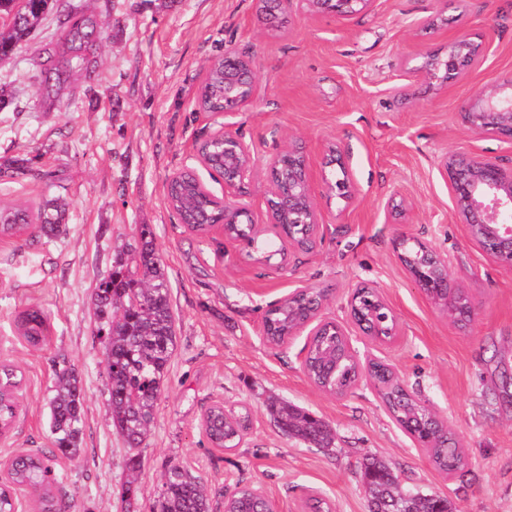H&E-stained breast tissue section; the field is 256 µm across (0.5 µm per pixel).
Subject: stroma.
Here are the masks:
<instances>
[{
  "instance_id": "1",
  "label": "stroma",
  "mask_w": 512,
  "mask_h": 512,
  "mask_svg": "<svg viewBox=\"0 0 512 512\" xmlns=\"http://www.w3.org/2000/svg\"><path fill=\"white\" fill-rule=\"evenodd\" d=\"M64 2L101 27L95 78L75 73L51 100L34 82L35 59L60 35L54 11L24 49L0 61V90L11 99L0 110V162L23 157L30 168L0 177V200L61 197L66 227L53 239L0 238V362L23 377L16 426L0 438V478L14 454H50L49 401L57 372L68 367L85 403L79 454L53 463L64 512H158L172 464L199 478L210 512H224L225 495L242 486L280 512H302L316 491L332 512H368L361 467L369 458L389 466L402 488L447 498L454 512H512V269L472 244L440 169L453 152L512 165V143L461 119L476 91L512 76V0H372L346 19L296 2L278 29L261 18L258 0ZM463 34L484 41L479 64L441 87L410 75L421 54ZM229 48L252 61L256 87L250 105L220 124L195 103L209 61ZM220 125L251 148L253 175L229 197L256 222L265 220L274 156L287 147L306 155L325 226L314 252L265 263L222 231L200 235L179 224L167 184L191 165L195 141ZM333 146L358 189L348 204L324 185L336 177L323 166ZM37 170L54 172V184L35 179ZM144 225L168 279L176 346L149 435L133 450L108 414L94 292ZM403 236L447 258L451 287L474 306L470 317H450L416 286L399 259ZM361 284L393 306L398 336L385 343L349 327L355 355L393 367L447 419L466 454L462 473L437 472L369 382L341 397L318 389L302 365L307 331L279 347L262 338L269 302L315 288L326 295L321 318L342 321ZM30 306L49 324L36 348L15 328ZM272 399L325 421L331 446L282 433L267 410ZM218 402L251 414L237 448L212 447L202 430L204 412Z\"/></svg>"
}]
</instances>
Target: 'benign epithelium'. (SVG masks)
<instances>
[{
  "instance_id": "1",
  "label": "benign epithelium",
  "mask_w": 512,
  "mask_h": 512,
  "mask_svg": "<svg viewBox=\"0 0 512 512\" xmlns=\"http://www.w3.org/2000/svg\"><path fill=\"white\" fill-rule=\"evenodd\" d=\"M295 0H261L262 12L272 22L293 5ZM313 9L346 19L365 9L371 0H303ZM484 54L481 44L466 36L448 41L445 53H429L413 73L428 80L446 84L458 78L463 69L478 62ZM255 76L251 61L233 49L224 51V111L226 117L243 110L252 101ZM464 122L474 131L512 142V77L498 79L479 90L471 99ZM224 141V194L237 190L252 174L251 152L243 139L219 128L195 143L192 160L197 167L208 168L201 154L202 142ZM330 166L336 167V180L324 181L328 191L345 202L356 195L344 153L331 148ZM449 180L453 207L462 223L468 227L472 243L498 265L512 269V167L483 157L447 155L441 163ZM269 175L277 185L265 200L266 223L288 225V243H293L298 224L314 228L315 241L322 240V224L312 193V177L302 152L288 149L277 154L269 167ZM204 191L215 202V226L227 230L229 224H254L252 212L230 202L226 197ZM401 260L421 290L434 296V289L449 288L448 265L442 255L417 239L400 237ZM355 294L348 299V319L368 336L377 332L365 329L368 317L354 306Z\"/></svg>"
}]
</instances>
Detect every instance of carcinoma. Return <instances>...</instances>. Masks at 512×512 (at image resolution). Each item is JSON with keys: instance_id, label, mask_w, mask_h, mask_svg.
Returning <instances> with one entry per match:
<instances>
[{"instance_id": "1", "label": "carcinoma", "mask_w": 512, "mask_h": 512, "mask_svg": "<svg viewBox=\"0 0 512 512\" xmlns=\"http://www.w3.org/2000/svg\"><path fill=\"white\" fill-rule=\"evenodd\" d=\"M55 2L57 0H27L26 6L19 9L17 0H0V16L3 17L0 61L10 58L33 37ZM59 24L69 58L61 59L49 49L39 57V85L46 94L66 81L73 65L84 69L89 78L95 74L84 52L94 46L96 23L68 11L59 16ZM198 103L208 111L224 109V59L220 54L206 68ZM167 195L183 222L198 230L206 228L214 208L195 180L180 177L169 182ZM63 220V210L55 199H46L36 207L28 202H0V237L39 233L52 239L61 232ZM114 269L115 283L102 281L98 284L104 299L95 308L97 332L103 339L110 380V418L128 447L138 448L147 437L176 343L168 280L149 229L141 230L137 245L117 259ZM368 297L373 319L382 332L381 339H394L391 332L395 326L391 318L378 297L371 293ZM322 299V292L313 288L283 299L268 313V342L278 345L288 339L299 325L302 312ZM18 328L27 342L38 345L44 340L46 321L41 311L26 310L19 317ZM305 372L322 391L345 392L358 374L357 360L346 337L336 335V331L327 327L317 331L309 340ZM368 376L393 419L427 451L436 470L455 474L464 469V451L454 434L407 393L392 371L374 364ZM20 381L14 368L0 369V420L10 427L16 419L13 389ZM269 414L288 436L321 447L331 443L329 426L297 407L273 402L269 405ZM83 424L80 381L73 371L64 368L56 376L50 402V427L56 455L71 458L78 453ZM248 426V414L228 412L221 404L211 406L203 418L206 437L215 448L238 447ZM48 473L49 468L37 455L13 463L8 468L7 484L0 486V512H14L11 496L14 489L29 490L43 499L50 491ZM362 479L370 512H453L446 498L398 489L396 477L382 461L374 459L365 463ZM273 507L271 500L251 486L241 487L232 499L224 502V512H267ZM159 508L160 512H210L202 483L176 464L165 472Z\"/></svg>"}]
</instances>
